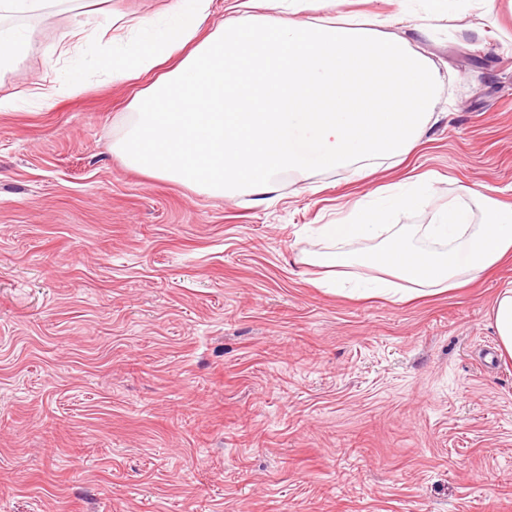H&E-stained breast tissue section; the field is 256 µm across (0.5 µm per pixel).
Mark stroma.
Masks as SVG:
<instances>
[{"label": "stroma", "instance_id": "obj_1", "mask_svg": "<svg viewBox=\"0 0 512 512\" xmlns=\"http://www.w3.org/2000/svg\"><path fill=\"white\" fill-rule=\"evenodd\" d=\"M94 7L13 17L30 50L0 73V96L55 93L0 112V512H512V359L479 356L512 260L406 303L326 291L301 261L312 227L422 172L389 223L466 186L512 202V0H347L404 11L383 34L439 69L433 117L400 165L286 172L261 205L113 152L152 78L94 68ZM433 180V175L430 172L418 175L415 180L409 183L408 188L399 192H391L388 187H379L370 192V195L376 201H381L388 204V207L393 210H400L412 207L416 204V188L418 186H429Z\"/></svg>", "mask_w": 512, "mask_h": 512}]
</instances>
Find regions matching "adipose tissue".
<instances>
[{"label":"adipose tissue","instance_id":"adipose-tissue-1","mask_svg":"<svg viewBox=\"0 0 512 512\" xmlns=\"http://www.w3.org/2000/svg\"><path fill=\"white\" fill-rule=\"evenodd\" d=\"M210 2L170 0L173 20L158 30L121 16L102 24L106 33L131 24L144 31L129 51L100 57L113 80L157 74L112 146L127 166L215 197L242 188L262 196L284 171L359 173L365 163L414 148L431 120L440 75L406 40L380 36L398 15L353 24L338 12L344 0H318L322 17L307 20L284 11L283 0H236L207 32ZM36 5L0 0V72L21 62L30 46L11 16ZM432 180L426 172L399 192L376 188L373 203L319 225L316 235L332 248L309 252L305 264L331 269L324 285L340 291L338 271L363 260L381 275L361 290L397 294L407 283L422 291L464 287L512 253V205L473 188L423 226L429 247L413 246L406 228L368 253L357 251L378 237L388 210L414 206L417 187Z\"/></svg>","mask_w":512,"mask_h":512}]
</instances>
